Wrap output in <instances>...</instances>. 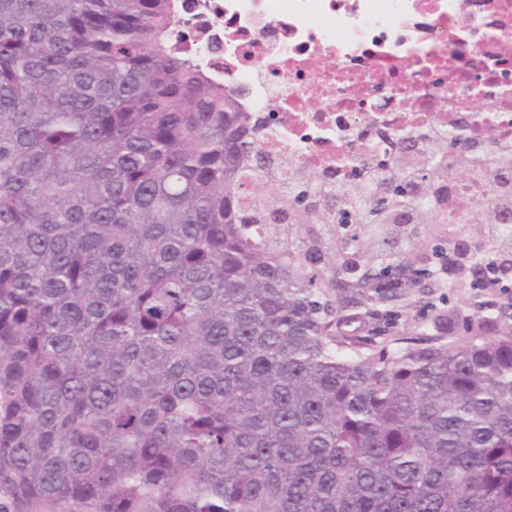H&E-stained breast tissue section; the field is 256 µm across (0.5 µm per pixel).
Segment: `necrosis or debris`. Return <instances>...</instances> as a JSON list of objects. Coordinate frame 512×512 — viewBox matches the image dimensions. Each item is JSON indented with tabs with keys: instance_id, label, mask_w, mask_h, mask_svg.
<instances>
[{
	"instance_id": "necrosis-or-debris-1",
	"label": "necrosis or debris",
	"mask_w": 512,
	"mask_h": 512,
	"mask_svg": "<svg viewBox=\"0 0 512 512\" xmlns=\"http://www.w3.org/2000/svg\"><path fill=\"white\" fill-rule=\"evenodd\" d=\"M201 68L257 125L268 182L314 172L412 130L469 132L512 116V0H177ZM288 155L290 170L277 164Z\"/></svg>"
}]
</instances>
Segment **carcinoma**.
<instances>
[{
	"label": "carcinoma",
	"mask_w": 512,
	"mask_h": 512,
	"mask_svg": "<svg viewBox=\"0 0 512 512\" xmlns=\"http://www.w3.org/2000/svg\"><path fill=\"white\" fill-rule=\"evenodd\" d=\"M176 0H0V512H512V314L379 346L324 289L393 227L512 247V149L404 134L265 199L238 94ZM371 224L336 277L275 224ZM400 265L378 287L393 297Z\"/></svg>",
	"instance_id": "1"
}]
</instances>
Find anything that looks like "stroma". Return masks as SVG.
<instances>
[{"label": "stroma", "instance_id": "obj_1", "mask_svg": "<svg viewBox=\"0 0 512 512\" xmlns=\"http://www.w3.org/2000/svg\"><path fill=\"white\" fill-rule=\"evenodd\" d=\"M325 233L321 225L282 224L275 242L305 256L307 265L318 266L329 276L332 264L309 255ZM458 244L469 248L471 258L485 263L503 258L501 241L490 240L465 225H419L416 238L399 240L390 249L405 269L406 288L399 296L383 301L377 300L376 289H367V302L354 309L359 325L381 340L427 335L445 341L453 332L454 320L471 316L492 320L501 310L511 308V277L504 287L480 288L474 286L468 270L445 269L446 253Z\"/></svg>", "mask_w": 512, "mask_h": 512}]
</instances>
